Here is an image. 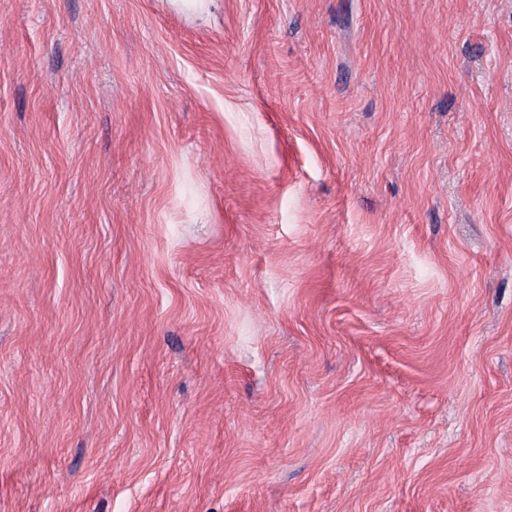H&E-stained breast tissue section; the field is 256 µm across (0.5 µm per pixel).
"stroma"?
I'll return each mask as SVG.
<instances>
[{
    "mask_svg": "<svg viewBox=\"0 0 512 512\" xmlns=\"http://www.w3.org/2000/svg\"><path fill=\"white\" fill-rule=\"evenodd\" d=\"M0 512H512V0H0Z\"/></svg>",
    "mask_w": 512,
    "mask_h": 512,
    "instance_id": "obj_1",
    "label": "stroma"
}]
</instances>
